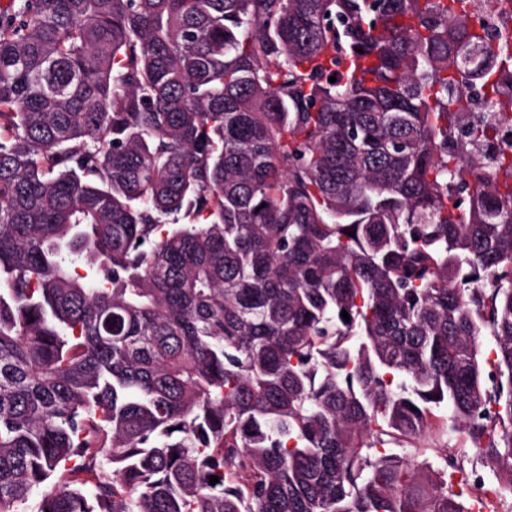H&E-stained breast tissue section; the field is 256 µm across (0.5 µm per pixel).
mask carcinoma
Wrapping results in <instances>:
<instances>
[{"instance_id":"carcinoma-1","label":"carcinoma","mask_w":512,"mask_h":512,"mask_svg":"<svg viewBox=\"0 0 512 512\" xmlns=\"http://www.w3.org/2000/svg\"><path fill=\"white\" fill-rule=\"evenodd\" d=\"M465 2L0 8V512H468L387 449L441 408L512 489V141L459 125L512 98Z\"/></svg>"}]
</instances>
